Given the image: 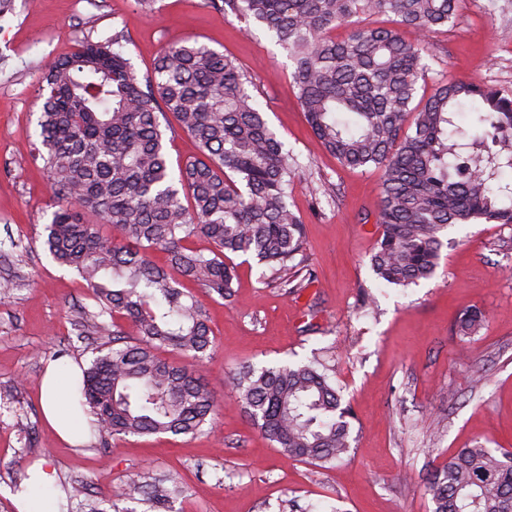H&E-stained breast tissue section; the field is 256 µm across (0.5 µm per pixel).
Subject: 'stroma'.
<instances>
[{"mask_svg": "<svg viewBox=\"0 0 512 512\" xmlns=\"http://www.w3.org/2000/svg\"><path fill=\"white\" fill-rule=\"evenodd\" d=\"M128 36L138 74L170 43L198 40L233 56L300 170L288 199L305 225L313 284L290 295L268 267L235 255L234 292L209 304L215 348L201 368L218 402L213 430L128 436L98 445L62 441L45 420L36 352L89 364L97 334L79 336L95 311L90 288L42 246L53 200L38 134L47 67L83 37ZM436 80H476L512 91V0H463L454 26L429 36ZM378 170L342 167L315 138L297 101L287 57L260 26L244 30L204 0H14L0 19V280L18 283L0 301V512H17L13 488L42 463L59 498L80 481L105 503L138 473H176L184 495L173 512H432L427 478L458 449L512 450V226L456 224L443 235L432 278L385 287L371 269L378 237ZM481 309L484 329L458 335L456 317ZM318 358L352 413L347 457L320 468L288 458L253 424L233 388L243 366Z\"/></svg>", "mask_w": 512, "mask_h": 512, "instance_id": "obj_1", "label": "stroma"}]
</instances>
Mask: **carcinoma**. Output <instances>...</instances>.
Wrapping results in <instances>:
<instances>
[{"label":"carcinoma","instance_id":"carcinoma-1","mask_svg":"<svg viewBox=\"0 0 512 512\" xmlns=\"http://www.w3.org/2000/svg\"><path fill=\"white\" fill-rule=\"evenodd\" d=\"M457 2L206 0L271 35L291 64L306 121L339 164L381 170L371 268L386 286L432 277L452 224L512 225V182H502L512 172V91L437 81L421 93L431 72L425 46L401 35L454 25ZM372 14L391 25L363 24ZM125 40L122 31L110 41L85 38L49 66L35 147L55 204L44 249L87 282L98 306L93 318L112 319L96 324L107 341L77 388L76 406L102 448L114 437L193 436L213 427L217 400L199 365L214 347L208 301L232 296L228 255L291 272L279 282L288 293L313 283L302 220L288 204L298 162L249 92L242 66L187 40L163 48L140 77L124 56ZM466 105L475 135L455 122ZM169 114L177 126L162 124ZM176 127L199 155L174 169L166 132ZM196 237L212 244L209 254L186 246ZM158 249L164 266L152 259ZM184 280L202 295L184 291ZM484 320L478 308L465 312L459 334L478 335ZM233 385L288 457L325 467L348 453L350 412L318 360L250 367ZM426 491L433 512H512V451L461 448L430 475ZM183 492L173 474L133 477L113 493L111 508L133 512L120 503L139 496L151 512H172ZM59 512L100 509L77 485Z\"/></svg>","mask_w":512,"mask_h":512}]
</instances>
